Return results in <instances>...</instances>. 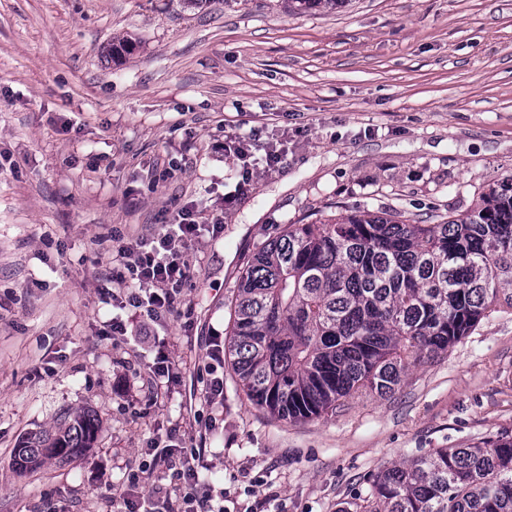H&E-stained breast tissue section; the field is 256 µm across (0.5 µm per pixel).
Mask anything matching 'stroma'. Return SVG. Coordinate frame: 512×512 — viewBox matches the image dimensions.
Returning a JSON list of instances; mask_svg holds the SVG:
<instances>
[{
    "mask_svg": "<svg viewBox=\"0 0 512 512\" xmlns=\"http://www.w3.org/2000/svg\"><path fill=\"white\" fill-rule=\"evenodd\" d=\"M122 38L135 50L112 56ZM228 134L281 163L238 189ZM510 173L512 0H0V512H113L145 468L147 512H169L201 433L199 483L235 512H336L370 471L512 433L510 312L394 393L299 423L209 356L247 259L284 225L433 224ZM185 206L206 230L176 308L149 341L107 335L113 250ZM162 353L167 377L149 368ZM83 410L85 455L15 470L23 439Z\"/></svg>",
    "mask_w": 512,
    "mask_h": 512,
    "instance_id": "obj_1",
    "label": "stroma"
}]
</instances>
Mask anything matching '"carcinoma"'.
<instances>
[{"mask_svg": "<svg viewBox=\"0 0 512 512\" xmlns=\"http://www.w3.org/2000/svg\"><path fill=\"white\" fill-rule=\"evenodd\" d=\"M230 308L232 369L265 412L297 423L392 393L409 367L512 310V173L437 224L369 212L286 224L246 264ZM96 430L92 415H68L17 448L15 468L79 456ZM336 512H512V436L384 465Z\"/></svg>", "mask_w": 512, "mask_h": 512, "instance_id": "cac0c4a2", "label": "carcinoma"}]
</instances>
